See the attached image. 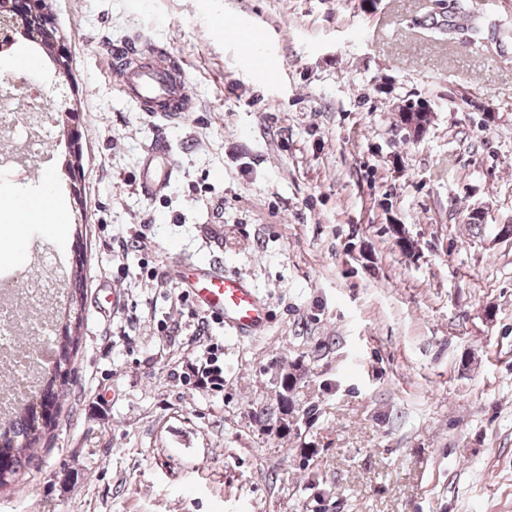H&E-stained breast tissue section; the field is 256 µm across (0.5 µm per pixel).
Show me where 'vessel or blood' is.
<instances>
[{"label": "vessel or blood", "mask_w": 512, "mask_h": 512, "mask_svg": "<svg viewBox=\"0 0 512 512\" xmlns=\"http://www.w3.org/2000/svg\"><path fill=\"white\" fill-rule=\"evenodd\" d=\"M103 57L116 83L140 111L167 116L193 110L187 74L166 49L157 46L148 54L137 43L126 42L104 48ZM177 167L170 142L154 140L140 174L142 193L160 194ZM165 275L191 297L199 312L236 336H257L267 330V305L248 278L207 260L175 261L166 267Z\"/></svg>", "instance_id": "b4317fda"}]
</instances>
